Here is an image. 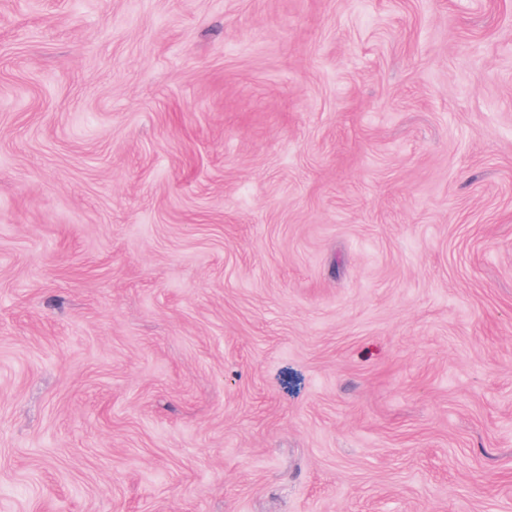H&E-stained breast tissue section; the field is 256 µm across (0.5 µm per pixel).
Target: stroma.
I'll return each mask as SVG.
<instances>
[{
  "label": "stroma",
  "instance_id": "stroma-1",
  "mask_svg": "<svg viewBox=\"0 0 512 512\" xmlns=\"http://www.w3.org/2000/svg\"><path fill=\"white\" fill-rule=\"evenodd\" d=\"M0 512H512V0H0Z\"/></svg>",
  "mask_w": 512,
  "mask_h": 512
}]
</instances>
